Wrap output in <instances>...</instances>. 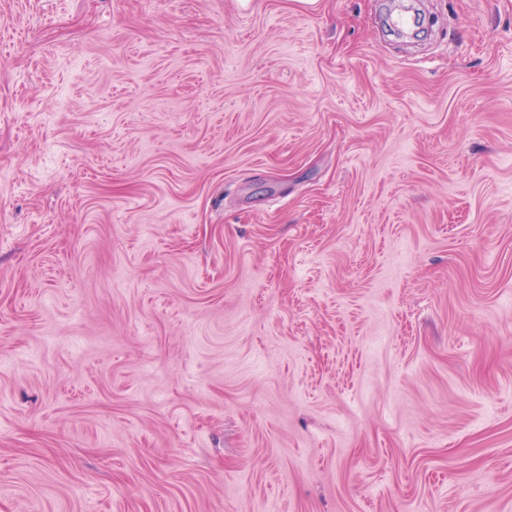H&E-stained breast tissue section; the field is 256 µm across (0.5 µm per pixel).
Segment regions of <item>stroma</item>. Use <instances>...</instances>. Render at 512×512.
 <instances>
[{"mask_svg": "<svg viewBox=\"0 0 512 512\" xmlns=\"http://www.w3.org/2000/svg\"><path fill=\"white\" fill-rule=\"evenodd\" d=\"M0 512H512V0H0Z\"/></svg>", "mask_w": 512, "mask_h": 512, "instance_id": "35a3bbf8", "label": "stroma"}]
</instances>
